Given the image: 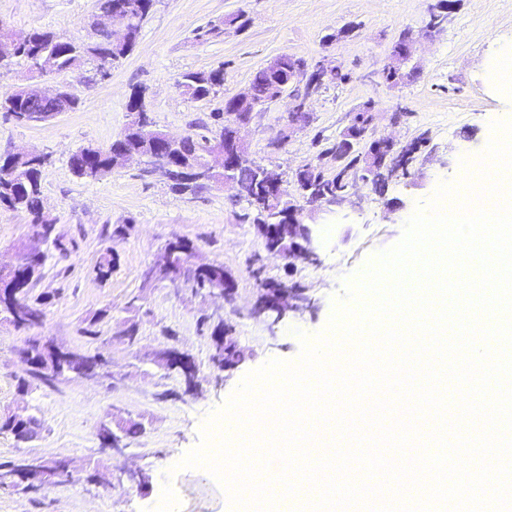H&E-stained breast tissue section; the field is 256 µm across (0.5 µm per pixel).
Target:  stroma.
Listing matches in <instances>:
<instances>
[{
  "mask_svg": "<svg viewBox=\"0 0 512 512\" xmlns=\"http://www.w3.org/2000/svg\"><path fill=\"white\" fill-rule=\"evenodd\" d=\"M439 0H156L144 20L134 50L101 78L97 63L55 75L32 78L43 91L65 85L79 98L75 110L55 119L21 124L0 115V156L27 150L48 155L41 173L43 212L72 246L60 253L45 246L42 277L34 294L51 302L41 326L31 331L0 321V414L21 406L34 415L36 437L20 445L0 434V462L33 453L70 461L72 476L37 492L0 489V512H227L221 484L180 460L201 441L206 419L222 408L243 378L267 361H295L298 332L323 331L344 298V280L364 270L378 253L396 245L417 208L426 206L440 184H455L461 155L478 157L490 125L512 119V92L499 90L491 67L500 54L497 35L512 37V0H458L443 31L426 24ZM97 0H0V24L14 31L47 29L91 45ZM244 15L247 24H230ZM223 24L209 36L210 25ZM414 42L404 66L405 80L386 81L383 70L401 31ZM288 54L321 60L346 73L345 82L319 91L308 102L311 120L282 149L270 144L288 123L289 100L255 113L242 129L249 160L277 168L285 180L317 163L322 148L340 137L349 114L375 104L374 137L398 146L418 144L407 172H396L384 186L349 172L340 205L306 207L305 222L317 225L316 256L288 264L269 254L246 205L232 187L193 195L170 191L162 173H145L131 161L101 180L77 178L69 158L79 148L105 147L125 128L134 90L144 89L156 126L171 135L190 132L195 119H208L225 98L246 92L254 73L273 57ZM224 70L218 96L193 101L176 89L188 71ZM32 218L0 208V261L13 259L28 241ZM127 228L125 238L108 235ZM193 242L192 263H220L234 279L235 300L221 304L208 295L167 282L144 287L142 274L160 259L166 242ZM114 249L118 262L109 279L95 266ZM303 288L309 299L282 318L256 315V298L266 281ZM104 312L98 339L81 333L87 318ZM137 322L139 336L127 343L120 332ZM230 327L244 358L222 370L210 360L208 327ZM69 348L99 351L111 363L107 377H61L53 386L34 383L28 394L17 384L25 377L15 350L27 335ZM176 348L196 359L202 378L197 393L186 392L180 378L158 366L156 351ZM141 423L122 451L102 450L101 424ZM139 469L149 488L127 475ZM105 474L106 485L85 480L86 471Z\"/></svg>",
  "mask_w": 512,
  "mask_h": 512,
  "instance_id": "stroma-1",
  "label": "stroma"
}]
</instances>
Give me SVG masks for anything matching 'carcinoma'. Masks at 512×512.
<instances>
[{"label":"carcinoma","mask_w":512,"mask_h":512,"mask_svg":"<svg viewBox=\"0 0 512 512\" xmlns=\"http://www.w3.org/2000/svg\"><path fill=\"white\" fill-rule=\"evenodd\" d=\"M100 14L106 16L117 7L127 6L134 16L131 26L130 41L120 47H111L109 55L110 64L114 65L130 54L136 46L141 25L151 12L155 0H98ZM56 57L58 71L68 70L88 56L84 46L67 40L54 32L34 29L22 33L17 56L24 59L29 66H34L43 56ZM285 69L293 71L296 84L303 85L301 95L305 96L313 87V76L305 71L294 68L292 56H286ZM278 83V76L260 68L251 82L250 97L253 102H261L268 98ZM224 84V70L191 71L180 76L176 81L177 89L186 86L192 90V99L201 100L218 92ZM56 106L52 103L39 102L23 98L15 92L0 93V112L15 117H21L29 112H52ZM142 149L149 152L142 140L130 132L123 133L109 146L102 149L81 148L69 158L73 173L82 179L96 181L112 172L114 157L124 151ZM43 165L33 164L23 172H14L9 158H0V207L10 210L26 212L32 216V223L46 224L41 209V172ZM234 178L241 191L246 193L244 201L251 208V214L245 218L252 219L255 224H277V232L271 238L267 248L276 253L288 251V245L300 236L301 227L288 223V214L283 208H278V202L270 195L266 183L265 168L262 165L252 167L245 165L237 170ZM294 183L300 189L298 197L309 204L324 203L346 188L345 176L337 174L325 177L321 171L300 170L296 172ZM194 249L193 244L183 239L173 247L172 259L168 268L159 271L158 278L173 281L184 280L194 287L202 290L209 284H222L227 276L224 265L211 264L205 268H195L188 262L189 252ZM118 255L110 248L106 249L97 264V274L101 279H107L116 266ZM46 262V255L41 254L33 260L22 257L21 269L16 274L17 287L21 288L16 295V301L11 306H2L4 310H12L16 321L14 326L24 328L34 321H41L45 317L44 306L47 297L32 296V286L41 276ZM213 341L212 362L219 367H231L239 359L240 350L233 339H224V325L217 324L211 332ZM46 359L40 360L29 369L28 377L19 380L18 389L24 390L39 381L45 385L53 381L55 371L49 362L53 361L54 351L51 348L45 351ZM38 421L30 415L24 421H18L11 415L0 417V434L9 433L18 443H28L37 434ZM24 483L28 488H36L41 482L40 467L33 464H23L20 459L0 462V484Z\"/></svg>","instance_id":"obj_1"}]
</instances>
